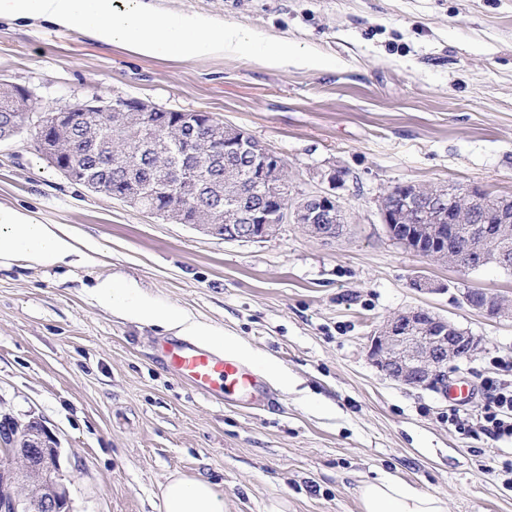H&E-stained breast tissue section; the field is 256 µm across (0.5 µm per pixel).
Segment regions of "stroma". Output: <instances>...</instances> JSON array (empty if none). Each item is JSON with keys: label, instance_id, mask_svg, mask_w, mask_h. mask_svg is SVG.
Returning <instances> with one entry per match:
<instances>
[{"label": "stroma", "instance_id": "stroma-1", "mask_svg": "<svg viewBox=\"0 0 512 512\" xmlns=\"http://www.w3.org/2000/svg\"><path fill=\"white\" fill-rule=\"evenodd\" d=\"M144 2L235 25L257 52L156 59L0 19V82L28 87L43 110L123 95L211 113L278 154L294 193L345 170L350 232L325 243L288 223L226 241L68 180L30 133L1 144L0 206L101 247L90 265L0 266V412L57 437L70 512H163L176 473L211 482L224 512H361L359 483L385 474L448 512H512V441L481 429L484 382L512 385V319L459 301L468 287L512 299V273L422 259L386 235L377 208L408 183L512 196V0ZM283 45L317 66L260 63ZM419 274L443 291L412 288ZM106 277L272 358L292 388L265 382L268 407L198 393L162 361L164 329L95 303ZM410 306L480 337L456 374L467 402L400 386L369 361L376 325Z\"/></svg>", "mask_w": 512, "mask_h": 512}]
</instances>
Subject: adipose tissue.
<instances>
[{
  "mask_svg": "<svg viewBox=\"0 0 512 512\" xmlns=\"http://www.w3.org/2000/svg\"><path fill=\"white\" fill-rule=\"evenodd\" d=\"M115 0H0V18L44 20L58 27L87 33L106 44H117L147 57L193 59L224 52H247L251 37L219 26L203 15L158 13L142 0H130L116 11ZM99 244L54 224H37L25 212L0 207V260H23L51 267L78 257L90 262ZM98 305L123 317L162 326L180 336L212 341L211 328L188 314L163 310L131 282L110 277L94 286ZM362 512H447L437 495L385 475L360 484ZM164 512H224V503L206 480L175 475L163 490Z\"/></svg>",
  "mask_w": 512,
  "mask_h": 512,
  "instance_id": "obj_1",
  "label": "adipose tissue"
}]
</instances>
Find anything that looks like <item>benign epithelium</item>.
Masks as SVG:
<instances>
[{"label":"benign epithelium","mask_w":512,"mask_h":512,"mask_svg":"<svg viewBox=\"0 0 512 512\" xmlns=\"http://www.w3.org/2000/svg\"><path fill=\"white\" fill-rule=\"evenodd\" d=\"M0 94L12 106L7 120L0 123V143L18 136L22 129L50 128L55 136L42 141V155L53 166L67 153L76 132V113L111 112L112 125L106 137L116 143L134 140L139 148L162 155L173 170L172 184L162 199L145 198L144 187L135 177L113 198L166 220L186 223L215 236L228 221L226 241H256L271 236L281 224L309 225L310 235L329 243L346 232L347 213L336 195L341 185L336 170L326 174L328 187L308 193L281 194L275 187L286 183L283 160L248 132L226 125L202 111L180 112L173 126L174 139L160 143L153 126L143 124L144 115L156 107L142 99L118 96L111 101L79 99L68 107L45 112L35 107L33 92L22 85L1 82ZM244 154L252 159L244 170L224 169V179L211 178L203 189L200 178ZM468 222L475 232L472 241L455 255L462 272L476 271L489 263L512 266V248L499 244L509 231L512 201L500 202L496 212L488 209V193L471 188ZM381 224L389 238L394 228L413 215L421 237L433 245L428 257L449 254L440 247L438 225L461 223L455 209V195L446 187L412 192L391 189L379 199ZM462 303L490 318H512V302L479 288L460 290ZM479 339L453 321L421 306L411 307L384 319L370 337L368 357L373 366L392 381L414 389L434 391L448 381L457 364L470 360ZM0 512H67L69 492L60 464L59 441L37 418L0 417Z\"/></svg>","instance_id":"1"}]
</instances>
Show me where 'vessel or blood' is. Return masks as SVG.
<instances>
[{"instance_id": "1", "label": "vessel or blood", "mask_w": 512, "mask_h": 512, "mask_svg": "<svg viewBox=\"0 0 512 512\" xmlns=\"http://www.w3.org/2000/svg\"><path fill=\"white\" fill-rule=\"evenodd\" d=\"M166 360L176 375L207 396L235 395L255 386L254 376L240 361L224 358L207 347L184 340L168 342Z\"/></svg>"}]
</instances>
